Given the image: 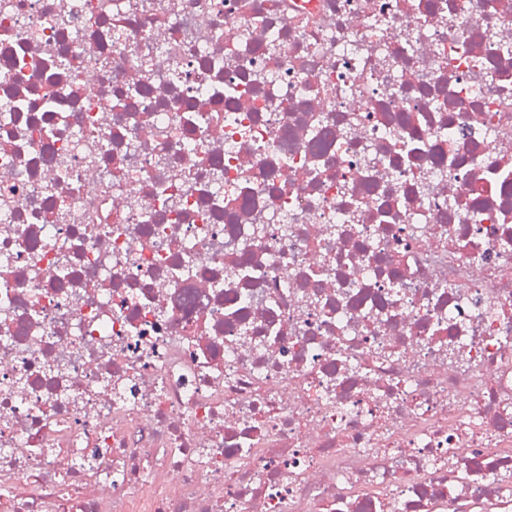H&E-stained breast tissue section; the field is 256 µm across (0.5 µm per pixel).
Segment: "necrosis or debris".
<instances>
[{
	"label": "necrosis or debris",
	"mask_w": 512,
	"mask_h": 512,
	"mask_svg": "<svg viewBox=\"0 0 512 512\" xmlns=\"http://www.w3.org/2000/svg\"><path fill=\"white\" fill-rule=\"evenodd\" d=\"M501 34L0 0V512H512Z\"/></svg>",
	"instance_id": "obj_1"
}]
</instances>
